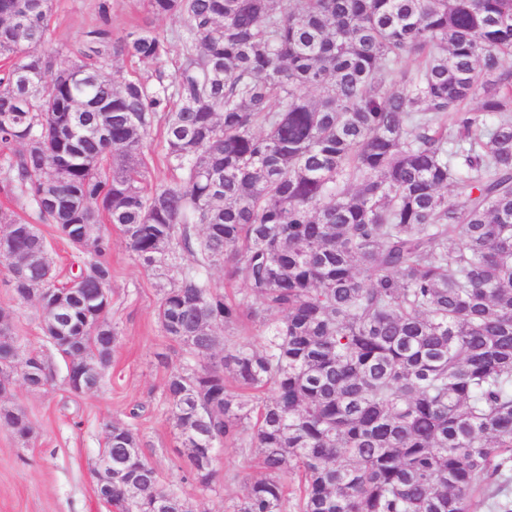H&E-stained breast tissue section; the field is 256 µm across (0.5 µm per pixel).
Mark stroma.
Masks as SVG:
<instances>
[{
    "mask_svg": "<svg viewBox=\"0 0 512 512\" xmlns=\"http://www.w3.org/2000/svg\"><path fill=\"white\" fill-rule=\"evenodd\" d=\"M98 0H53L50 27L52 47L66 64L67 49L80 40L83 29L97 16ZM112 28L122 35L135 26L149 25L164 34L177 29L172 18H157L146 0H110ZM97 235L109 242L112 266L108 318L117 342L103 384L82 396L65 384L66 361L48 342L36 301L18 300L0 282V313L10 323L19 344L43 352L54 372L45 388L30 390L14 378L0 406L24 408L32 423L29 439L17 438L0 427V512H109L94 492L92 469L105 449L103 421L132 424L145 443V454L161 484L187 499L194 512H224L263 478L258 451L249 444L218 450V477L213 489L203 490L182 472L186 450L172 426L162 386L178 366L183 350L166 338L156 310L167 279L157 277L135 260L119 227L98 224Z\"/></svg>",
    "mask_w": 512,
    "mask_h": 512,
    "instance_id": "obj_1",
    "label": "stroma"
}]
</instances>
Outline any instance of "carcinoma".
Masks as SVG:
<instances>
[{"instance_id":"obj_1","label":"carcinoma","mask_w":512,"mask_h":512,"mask_svg":"<svg viewBox=\"0 0 512 512\" xmlns=\"http://www.w3.org/2000/svg\"><path fill=\"white\" fill-rule=\"evenodd\" d=\"M173 38L116 36L109 0L57 67L52 0H0V143L11 192L77 249L72 282L107 288L102 219L146 268L188 264L157 308L184 355L164 381L188 475L245 440L266 476L230 512H512V0H148ZM414 61V66L407 65ZM153 70L124 74L120 63ZM477 100L475 109L466 108ZM105 137L73 139L76 119ZM173 172L147 187L156 125ZM53 183L55 204L42 200ZM461 186L465 199H448ZM6 284L44 288L37 225L0 211ZM244 286L230 299L206 271ZM69 300L65 350L103 356L108 316ZM246 317L261 345L217 334ZM0 392L44 356L0 316ZM203 359L199 363L195 358ZM269 389L249 399L245 392ZM0 426L28 438L26 411ZM112 502L192 506L159 485L126 423ZM301 474L298 492L284 478Z\"/></svg>"}]
</instances>
